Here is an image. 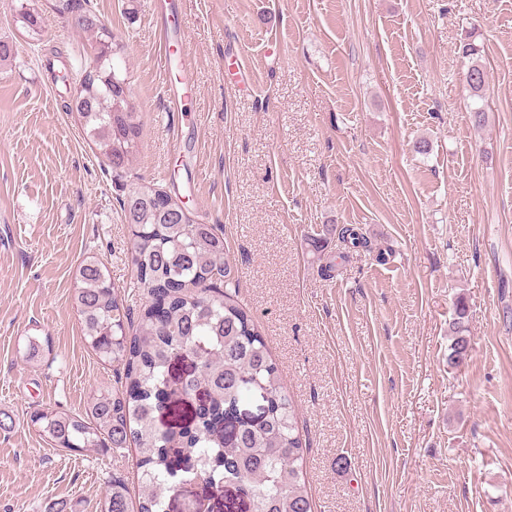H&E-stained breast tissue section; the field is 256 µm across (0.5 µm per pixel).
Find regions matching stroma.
<instances>
[{"mask_svg": "<svg viewBox=\"0 0 512 512\" xmlns=\"http://www.w3.org/2000/svg\"><path fill=\"white\" fill-rule=\"evenodd\" d=\"M159 2L93 0L141 127L118 183L64 109L61 76L95 44L47 9L30 46L0 0V39L18 47L0 63V414L12 420L0 512H101L116 474L138 488L133 449L75 454L30 421L83 412L117 385L72 295L94 256L127 304L141 297L126 183L222 227L239 299L296 408L313 512H512V0H167L194 58L195 93L176 105ZM469 34L488 76L480 101L460 80ZM233 54L240 83L225 75ZM347 226L373 251H343ZM341 251L337 275H322ZM460 296L473 351L452 368Z\"/></svg>", "mask_w": 512, "mask_h": 512, "instance_id": "obj_1", "label": "stroma"}]
</instances>
